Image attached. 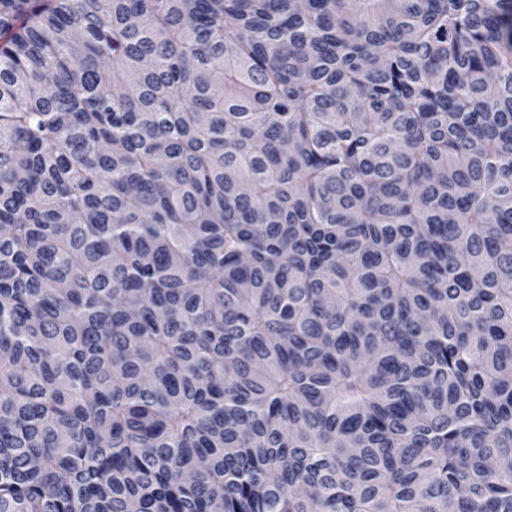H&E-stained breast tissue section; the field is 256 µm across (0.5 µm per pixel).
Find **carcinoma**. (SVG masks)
Listing matches in <instances>:
<instances>
[{
    "label": "carcinoma",
    "instance_id": "1",
    "mask_svg": "<svg viewBox=\"0 0 512 512\" xmlns=\"http://www.w3.org/2000/svg\"><path fill=\"white\" fill-rule=\"evenodd\" d=\"M0 512H512V0H0Z\"/></svg>",
    "mask_w": 512,
    "mask_h": 512
}]
</instances>
